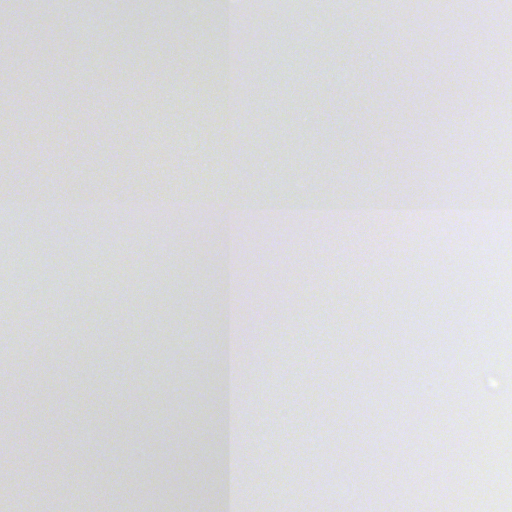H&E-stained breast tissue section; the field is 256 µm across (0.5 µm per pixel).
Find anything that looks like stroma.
<instances>
[{"label":"stroma","mask_w":512,"mask_h":512,"mask_svg":"<svg viewBox=\"0 0 512 512\" xmlns=\"http://www.w3.org/2000/svg\"><path fill=\"white\" fill-rule=\"evenodd\" d=\"M476 8L409 0L401 30L390 0H0V72L17 89L0 111V173L19 153L50 196L122 185L158 197L179 174L189 200L252 202L239 225L253 319L243 512H318L350 485L358 512H475L512 476V399L497 393L512 374V262L496 267L491 300L477 252L512 239V211L393 224L254 205L301 178L334 194L499 189L512 103L479 125L467 111L507 52ZM228 12L256 33L229 80L246 95L231 111ZM47 224L64 260L43 255ZM223 246L221 225L186 210L0 212V347L39 368L10 512L35 490L38 512H217L223 419L202 391L222 376L224 289L201 258ZM37 283L41 304L26 308ZM465 304L477 370L448 353ZM435 372L439 406L415 397ZM469 442L490 468L460 452ZM133 445L151 449L148 467L122 465L117 449Z\"/></svg>","instance_id":"obj_1"}]
</instances>
